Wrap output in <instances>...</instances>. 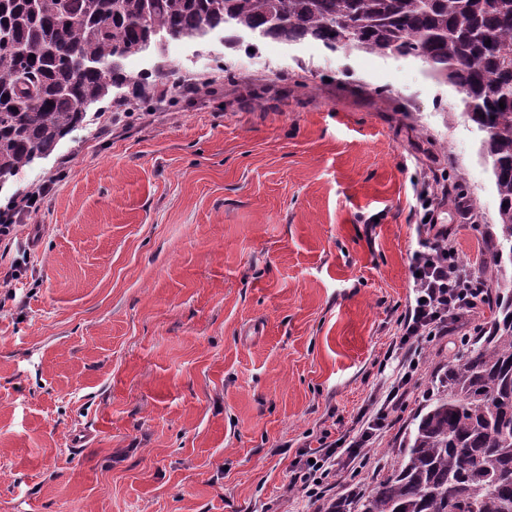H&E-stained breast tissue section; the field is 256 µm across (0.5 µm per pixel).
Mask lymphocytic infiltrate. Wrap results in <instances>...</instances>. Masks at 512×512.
Here are the masks:
<instances>
[{"instance_id": "lymphocytic-infiltrate-1", "label": "lymphocytic infiltrate", "mask_w": 512, "mask_h": 512, "mask_svg": "<svg viewBox=\"0 0 512 512\" xmlns=\"http://www.w3.org/2000/svg\"><path fill=\"white\" fill-rule=\"evenodd\" d=\"M432 195L428 183L418 194L426 219L418 226L422 239L410 263L414 297L398 319L397 337L386 353L396 366L372 401L373 413L359 415L357 434L347 445L323 441L299 452L295 480L310 500H320L334 489L339 454H346L350 463H366L365 450L380 436L387 411L405 403L407 379L419 365L423 345L447 335L462 312L475 310L484 301L485 282L462 263L447 225L439 223L430 208Z\"/></svg>"}]
</instances>
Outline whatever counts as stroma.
I'll list each match as a JSON object with an SVG mask.
<instances>
[{
	"label": "stroma",
	"instance_id": "1",
	"mask_svg": "<svg viewBox=\"0 0 512 512\" xmlns=\"http://www.w3.org/2000/svg\"><path fill=\"white\" fill-rule=\"evenodd\" d=\"M142 112L87 124L20 174L55 180L0 287V512H318L298 450L351 435L412 291L416 189L462 260L498 221L483 138L420 62L307 41L170 40ZM234 80H226V72ZM195 79L208 93L185 96ZM426 345L372 481L431 379L486 322Z\"/></svg>",
	"mask_w": 512,
	"mask_h": 512
}]
</instances>
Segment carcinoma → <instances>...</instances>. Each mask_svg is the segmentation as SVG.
I'll return each instance as SVG.
<instances>
[{
	"label": "carcinoma",
	"mask_w": 512,
	"mask_h": 512,
	"mask_svg": "<svg viewBox=\"0 0 512 512\" xmlns=\"http://www.w3.org/2000/svg\"><path fill=\"white\" fill-rule=\"evenodd\" d=\"M217 30L234 47L248 34L414 58L454 87L485 133L501 206L481 274L499 282L512 265V0H0V190L113 90L130 109L155 101L156 73L128 74V57ZM486 305L490 320L432 381L385 475L318 512H512V289Z\"/></svg>",
	"instance_id": "cac0c4a2"
}]
</instances>
